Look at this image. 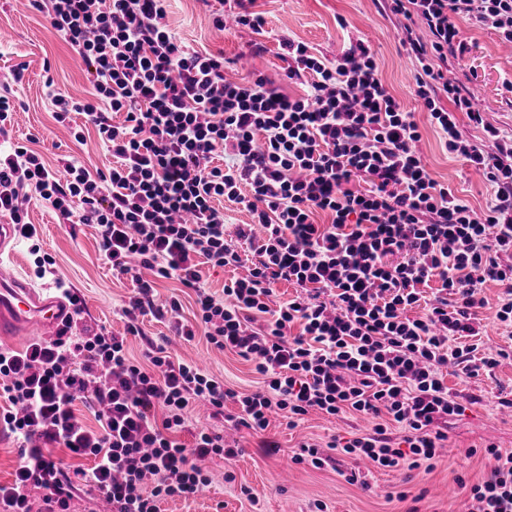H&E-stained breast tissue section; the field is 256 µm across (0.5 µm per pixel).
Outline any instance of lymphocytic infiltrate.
<instances>
[{"label":"lymphocytic infiltrate","instance_id":"1","mask_svg":"<svg viewBox=\"0 0 512 512\" xmlns=\"http://www.w3.org/2000/svg\"><path fill=\"white\" fill-rule=\"evenodd\" d=\"M167 0H29L55 36L82 59L91 91L76 98L47 82L56 122L82 115L113 163L90 171L75 161L47 166L22 145L0 149V215L18 237L37 235L26 206L39 196L58 216L95 227L113 274L134 288L121 308L126 333L99 327L60 332L24 351L0 347V421L14 434L19 464L0 484V512H69L76 484L102 493L112 512H159L173 496L204 491L201 460L238 456L220 433L200 428L192 446L188 409L213 416L236 407L235 425L265 431L271 414L289 425L319 412L378 418L372 432L333 439L330 455L304 443L295 462L335 466L336 455L376 469H417L448 440L461 414L445 369L492 374L506 350H482L486 283L499 286L496 317L512 327V135L473 107L474 95L448 78L449 60L466 49L459 19L496 30L512 43V0H381L401 19L402 47L417 64L415 94L448 153L462 157L494 194L475 210L428 172L419 126L379 74L362 40L337 59L288 40L281 48L290 97L264 76L227 78L223 55L190 49L166 22ZM124 115L113 123L112 113ZM482 129L463 135L457 115ZM226 198L251 221L228 227L214 205ZM324 222H317V215ZM234 270L223 293L206 288L201 264ZM153 271L143 279L140 268ZM194 291L193 320L154 300L155 279ZM438 287L425 296L430 281ZM294 285L272 305L278 284ZM422 315H413L415 307ZM152 316L190 341L204 333L220 350L251 362L264 386L225 387L195 364L151 343L131 361L127 336ZM93 410L99 431L82 427L74 403ZM403 432L395 446L389 430ZM62 448L91 468L65 469L48 453ZM493 465L468 489L469 512H512V451L490 444Z\"/></svg>","mask_w":512,"mask_h":512}]
</instances>
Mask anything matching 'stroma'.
I'll list each match as a JSON object with an SVG mask.
<instances>
[{"label":"stroma","instance_id":"1","mask_svg":"<svg viewBox=\"0 0 512 512\" xmlns=\"http://www.w3.org/2000/svg\"><path fill=\"white\" fill-rule=\"evenodd\" d=\"M253 9L266 20L264 33L231 23L218 29L215 19L223 10L220 0H169L167 21L191 49L220 52L232 60L234 79L244 82L261 73L290 95L301 93L302 87L288 79L289 61L282 55L281 40L307 43L333 58L348 38L362 39L376 54L382 80L406 111L413 113L431 176L474 209L486 208L493 197L490 187L464 160L442 148L415 96V63L400 47L399 23L382 11L379 0H255ZM459 28L466 50L454 61L453 76L479 98L489 122L512 134V93L504 87L505 81L512 80V44L502 41L494 30L464 20ZM17 66L23 73L16 81L10 72ZM49 78L77 98L87 96L91 89L79 59L54 35L45 18L33 13L26 0H0V85L22 105L9 140L29 144L49 164L64 154L92 170L108 167L111 158L95 129H88L84 142L79 143L54 121L45 88ZM28 220L38 230L39 252L53 260V272L38 276L35 255L39 252H32V245L21 241L14 244L12 269L37 286H50L60 279L77 288L85 304L84 324L103 325L114 334H123L125 322L119 311L134 284L130 277L113 276L101 259L94 227L59 218L36 196L29 203ZM142 329V336L128 339L134 359H142L147 341H165L173 356L198 363L228 387L252 392L262 385L251 364L235 353L215 349L205 337L180 342L164 323L150 317L144 319ZM447 384L454 392L480 397L479 402L467 404L462 416L448 421L453 452L437 456L428 470L371 471L364 487L346 482L339 474L340 469L353 467L350 458H341L335 470L297 464L292 456L303 441L345 439L352 431L371 429V421L351 416L332 420L312 413L291 428L286 419L275 416L261 436L211 418L205 408H195L191 425L223 431L227 444L239 447L241 453L233 459L210 461L209 489L188 498L162 500L160 512H463L465 485L481 482L489 472L482 446L494 443L512 450V415L498 404L499 398L512 394V358L502 360L493 376L470 378L451 373ZM266 436L277 441V453L270 455L261 448ZM319 502L324 505L320 511L315 508Z\"/></svg>","mask_w":512,"mask_h":512}]
</instances>
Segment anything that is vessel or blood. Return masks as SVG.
Listing matches in <instances>:
<instances>
[{"label": "vessel or blood", "mask_w": 512, "mask_h": 512, "mask_svg": "<svg viewBox=\"0 0 512 512\" xmlns=\"http://www.w3.org/2000/svg\"><path fill=\"white\" fill-rule=\"evenodd\" d=\"M74 313L51 288L22 282L0 265V335L22 342L31 336H53Z\"/></svg>", "instance_id": "obj_1"}]
</instances>
